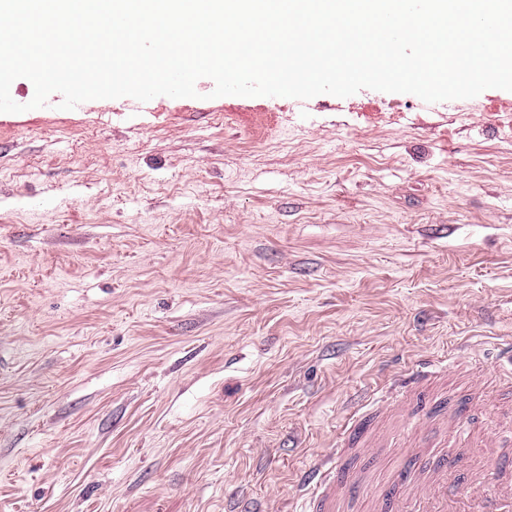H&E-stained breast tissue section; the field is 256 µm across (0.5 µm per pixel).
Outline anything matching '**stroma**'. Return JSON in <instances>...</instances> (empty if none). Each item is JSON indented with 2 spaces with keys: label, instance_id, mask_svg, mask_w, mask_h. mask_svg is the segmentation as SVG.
I'll return each mask as SVG.
<instances>
[{
  "label": "stroma",
  "instance_id": "stroma-1",
  "mask_svg": "<svg viewBox=\"0 0 512 512\" xmlns=\"http://www.w3.org/2000/svg\"><path fill=\"white\" fill-rule=\"evenodd\" d=\"M101 99L0 113V512H301L358 401L512 339V91Z\"/></svg>",
  "mask_w": 512,
  "mask_h": 512
}]
</instances>
